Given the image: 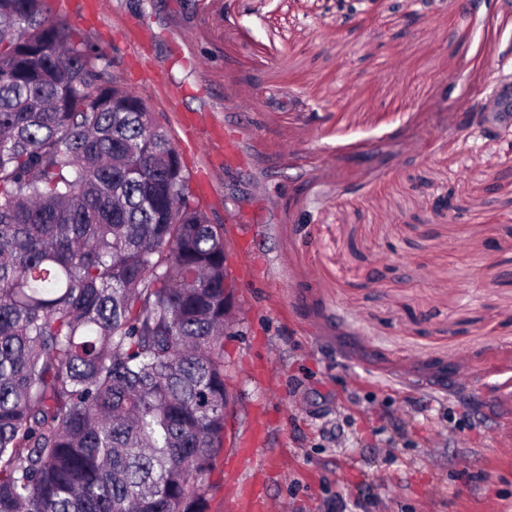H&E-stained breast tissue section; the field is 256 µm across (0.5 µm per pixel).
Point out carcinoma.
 I'll use <instances>...</instances> for the list:
<instances>
[{"instance_id":"1","label":"carcinoma","mask_w":512,"mask_h":512,"mask_svg":"<svg viewBox=\"0 0 512 512\" xmlns=\"http://www.w3.org/2000/svg\"><path fill=\"white\" fill-rule=\"evenodd\" d=\"M50 0H0V512H205L224 225Z\"/></svg>"}]
</instances>
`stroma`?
I'll return each mask as SVG.
<instances>
[{"label": "stroma", "mask_w": 512, "mask_h": 512, "mask_svg": "<svg viewBox=\"0 0 512 512\" xmlns=\"http://www.w3.org/2000/svg\"><path fill=\"white\" fill-rule=\"evenodd\" d=\"M407 11L99 0L66 16L157 113L226 233L229 408L206 512H238L254 483L266 512H512V134L467 122L512 82V0Z\"/></svg>", "instance_id": "1"}]
</instances>
